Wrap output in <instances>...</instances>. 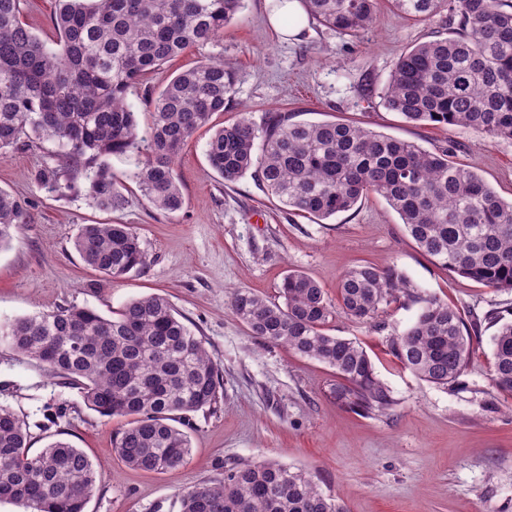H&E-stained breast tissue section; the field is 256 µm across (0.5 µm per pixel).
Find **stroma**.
Returning <instances> with one entry per match:
<instances>
[{"mask_svg": "<svg viewBox=\"0 0 512 512\" xmlns=\"http://www.w3.org/2000/svg\"><path fill=\"white\" fill-rule=\"evenodd\" d=\"M271 0H247L215 42L187 48L130 92L140 124L149 95L205 57L236 73L232 103L186 142L177 160L181 210L150 207L128 174L134 158H112L123 209L99 210L86 193L64 198L36 188L33 175L52 163L54 146L40 142L0 157V188L25 202L29 221L0 249V319L30 316L58 305L87 306L103 316L130 299L166 296L201 337L222 370L215 408L189 414L191 453L178 471L144 473L112 448L126 424L89 409L78 390L34 361L0 344V405L29 425L32 452L61 439L100 464L102 475L86 512H180L190 486L223 479L234 462L276 461L315 476L344 512H512V398L491 377L489 313L512 315V291H500L443 270L407 234L400 215L370 195L325 220L294 213L253 176L225 185L211 168L206 144L215 127L248 106L296 113L298 120L361 123L426 150L451 145L457 162L476 172L504 200H512V141L483 139L465 127L414 126L387 111L381 92L400 53L443 33L439 20L400 17L381 0L374 27L360 37L309 24L301 37L275 30ZM84 224H129L148 254L146 267L108 281L87 267L73 247ZM372 264L393 266L415 297L384 307L378 322L336 313L329 334L356 341L393 397L382 414L360 415L336 395L339 379L324 364L283 345L251 336L230 306L246 288L280 302L291 271L304 273L337 301L341 276ZM435 298L473 325L468 366L458 383L438 387L400 367L388 339L403 333L427 299Z\"/></svg>", "mask_w": 512, "mask_h": 512, "instance_id": "1", "label": "stroma"}]
</instances>
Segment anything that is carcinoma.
<instances>
[{"mask_svg":"<svg viewBox=\"0 0 512 512\" xmlns=\"http://www.w3.org/2000/svg\"><path fill=\"white\" fill-rule=\"evenodd\" d=\"M23 0H0V155L35 141L55 145V164L34 174L36 187L57 197L79 190L101 210L124 207L109 158L135 155L131 178L156 210L184 204L175 160L194 133L232 100L234 73L204 58L174 76L151 99L140 130L128 93L190 46L211 44L245 0H55L50 45L20 20ZM378 0H303L308 21L359 36L376 23ZM402 17L440 15L448 36L420 42L395 61L382 91L385 108L406 122L468 127L490 140H512V0H392ZM210 166L224 184L252 172L271 195L299 214L327 219L370 193L400 215L418 248L450 272L512 290V202L502 200L448 148L429 151L354 123L293 120L266 112L256 123L246 109L214 130ZM28 223L26 205L0 189V249ZM74 248L108 280L147 265L129 224H84ZM284 303L246 288L231 297L251 335L315 359L342 380L338 397L362 413L393 404L356 342L325 332L333 307L320 285L290 273ZM415 294L396 268L354 267L339 284L342 310L373 321L398 294ZM0 343L43 364L79 390L103 417L129 418L113 440L134 470L176 471L191 452L178 415L217 404L221 369L169 300L149 295L106 317L89 307L56 306L0 322ZM492 378L512 395V321L493 338ZM389 350L418 378L439 386L458 381L469 362L471 332L460 313L429 299ZM28 427L0 406V502L23 512H85L99 481L96 464L63 440L29 453ZM181 512H343L307 472L273 461L240 462L224 479L181 495Z\"/></svg>","mask_w":512,"mask_h":512,"instance_id":"cac0c4a2","label":"carcinoma"}]
</instances>
